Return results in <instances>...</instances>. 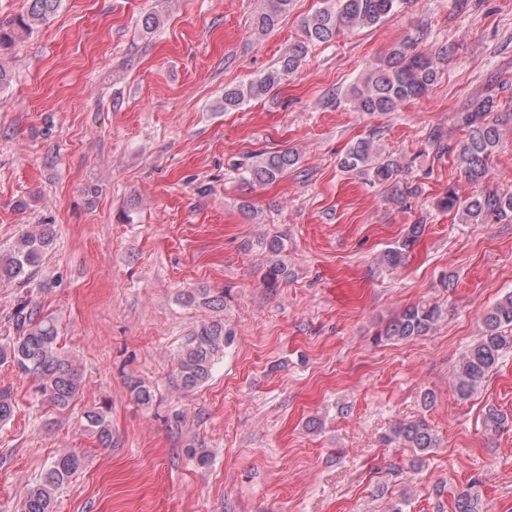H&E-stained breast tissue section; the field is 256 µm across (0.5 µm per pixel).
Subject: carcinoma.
Instances as JSON below:
<instances>
[{
    "mask_svg": "<svg viewBox=\"0 0 512 512\" xmlns=\"http://www.w3.org/2000/svg\"><path fill=\"white\" fill-rule=\"evenodd\" d=\"M330 5L318 10L304 21L305 39L288 48L278 65L247 84L224 88V109L231 110L270 91L292 74L307 54L309 45L336 39L340 28L347 26L376 27L391 18L402 0H329ZM291 0H266L258 15V30L275 29L287 15ZM63 0H29L26 17L19 29L29 32L56 14ZM436 58L412 48L404 41L392 46L366 74L362 85L351 91L353 105L359 112H393L407 100L426 95L438 77ZM495 111L489 97L471 104L460 116L465 136L455 146L456 161L465 177L480 184L490 175V159L500 143ZM297 163L289 151L252 155L243 177L258 183H271L288 174ZM341 167L369 174L380 184H390L399 176V165L380 156L372 140H359L346 151ZM447 210L462 212L471 224H511L512 194L474 195L460 199L454 190L440 201ZM423 233V225L413 224L407 234L386 249L380 260L389 267L400 265L406 253ZM54 240L53 228L41 229L17 237L11 248L0 256V279L24 280L37 269ZM267 262L262 270L266 287L274 289L288 279V265L282 259L283 239L274 235L264 239ZM188 305L202 303L212 308L221 300L200 289L183 294ZM444 318V309L436 303L414 304L390 321L382 335L393 340H410L431 333ZM16 336L0 344V363H8L34 378L36 392L43 402L58 412L66 410L78 396L81 374L77 365L61 351L59 330L55 321L41 314L40 308L28 299L17 304L14 318ZM233 342L232 333L220 321L202 325L187 337L175 356L178 386L191 391L205 383L215 366L224 359V351ZM512 352V293L499 298L484 314L481 335L458 359L453 370L454 391L461 400L469 399L497 369L502 359ZM14 414L13 395L0 389V424H7ZM88 430L99 445L112 446V430L104 412L90 409L84 413ZM385 441L393 448H411L420 455L438 447V439L428 424L410 421L397 424ZM81 454L67 450L59 453L42 471L39 479L24 493L20 512H57V492L81 469ZM452 512H489L478 482L472 481L458 491Z\"/></svg>",
    "mask_w": 512,
    "mask_h": 512,
    "instance_id": "obj_1",
    "label": "carcinoma"
}]
</instances>
